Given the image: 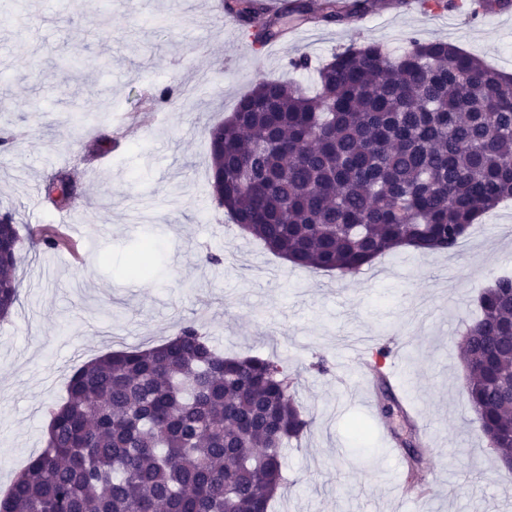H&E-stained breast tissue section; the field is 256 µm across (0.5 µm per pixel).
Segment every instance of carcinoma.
Masks as SVG:
<instances>
[{
  "instance_id": "cac0c4a2",
  "label": "carcinoma",
  "mask_w": 512,
  "mask_h": 512,
  "mask_svg": "<svg viewBox=\"0 0 512 512\" xmlns=\"http://www.w3.org/2000/svg\"><path fill=\"white\" fill-rule=\"evenodd\" d=\"M374 0H224L262 44L312 20L342 25ZM318 91L261 79L208 132L211 194L238 228L311 271L350 276L404 246L449 253L512 200V75L446 41L336 52ZM77 188L60 171L55 206ZM20 237L0 216V318L18 302ZM478 430L512 459V278L479 298L461 341ZM288 372L227 357L194 324L157 346L83 363L51 410L50 437L0 497V512H268L285 444L309 421Z\"/></svg>"
}]
</instances>
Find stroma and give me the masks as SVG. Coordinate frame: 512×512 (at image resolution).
<instances>
[{"label": "stroma", "instance_id": "35a3bbf8", "mask_svg": "<svg viewBox=\"0 0 512 512\" xmlns=\"http://www.w3.org/2000/svg\"><path fill=\"white\" fill-rule=\"evenodd\" d=\"M217 5L0 0V134L9 139L0 214L13 213L24 240L19 302L0 321V493L44 447L49 411L77 367L193 322L225 354L271 358L297 379L310 425L288 445L271 512H512V472L472 422L459 345L480 294L512 269V202L485 214L454 254L389 252L367 279L313 272L228 225L211 196L207 134L260 79L314 87L316 67L354 43L443 39L512 73V10L485 24L379 0L364 24H309L294 41L250 53ZM301 54L310 70L290 68ZM166 86L170 100L148 105L146 92ZM85 112L98 115L96 127L72 124ZM100 133L120 140L97 151ZM61 167L81 188L74 256L28 241L32 228L60 224L61 209L37 191ZM145 242L155 257L139 275L130 260ZM208 251L220 262H204ZM382 348L402 374L401 408L389 416L376 384L345 358ZM416 415L430 445L418 469L424 490L407 496L400 439Z\"/></svg>", "mask_w": 512, "mask_h": 512}]
</instances>
